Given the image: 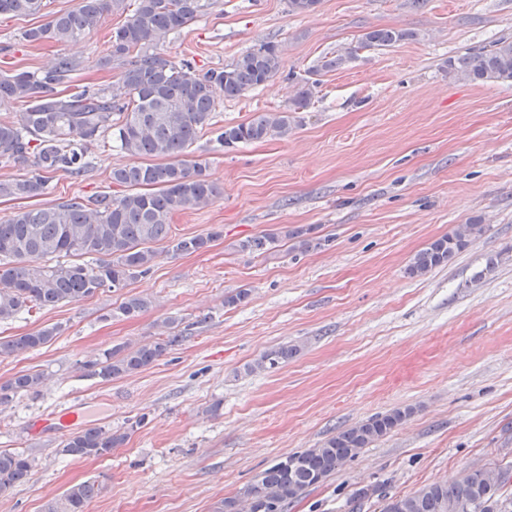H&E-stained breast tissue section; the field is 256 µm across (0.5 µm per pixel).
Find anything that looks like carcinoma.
Wrapping results in <instances>:
<instances>
[{"label": "carcinoma", "mask_w": 512, "mask_h": 512, "mask_svg": "<svg viewBox=\"0 0 512 512\" xmlns=\"http://www.w3.org/2000/svg\"><path fill=\"white\" fill-rule=\"evenodd\" d=\"M216 0H80L71 10L23 33L30 43H65L97 28L109 11L131 10L125 23L112 31V50L98 61L101 68L117 65V78L106 85H82L69 94L57 86L71 81L79 64L56 56L41 73L0 75V98L26 105L19 122L0 121V161L34 163L23 175L0 181V197H38L46 193L49 174L80 176L90 168L85 142L110 133L126 154L142 159L112 169V182L127 188L118 198L101 195L74 198L53 207L19 211L0 220V323L24 310L78 303L101 289H123L148 273L157 254L152 245L170 242L173 255L205 250L221 235L210 231L188 238L170 237L173 214L203 209L221 196L210 180L205 161L182 159L199 134L211 125L217 92L238 99L273 79L280 69L281 50L268 42L239 56L219 70L197 72L190 62H175L157 52L166 38L207 16ZM47 0H0V16H34ZM414 37L408 30L372 28L362 36L365 47H389ZM448 72L474 83L512 82V41L468 52L448 62ZM319 80L299 78L294 109L261 113L226 126L218 136L226 147L286 138L297 110L307 107ZM483 225L461 224L418 251L407 273L420 276L447 264ZM308 230L264 233L240 243V248L264 252L280 237L300 238ZM89 256L94 264L81 258ZM150 305L142 296L125 297L112 314L136 317ZM53 325L0 340V358L18 357L50 343L60 332ZM183 337L175 334L154 343L117 345L85 366L104 380L130 376L159 360ZM297 347L280 345L247 366L250 372L271 371L288 362ZM38 372L20 373L0 384V405L18 394H35ZM413 413L410 408L377 415L329 437L316 448L289 454L257 475L239 494L221 501L214 512H284L309 488L325 481L345 463ZM127 434L102 427L71 433L64 454L76 459L112 453ZM34 459L0 452V493L26 480ZM512 481V469L469 471L451 482H436L402 496L386 499L383 512H512V496L502 493ZM100 486L85 482L71 487L48 512H85Z\"/></svg>", "instance_id": "cac0c4a2"}]
</instances>
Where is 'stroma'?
<instances>
[{"mask_svg": "<svg viewBox=\"0 0 512 512\" xmlns=\"http://www.w3.org/2000/svg\"><path fill=\"white\" fill-rule=\"evenodd\" d=\"M105 13L73 43L32 44L36 17H0V73L41 71L56 55L79 64L78 85L108 82L99 68L112 31ZM373 27L413 39L366 48ZM512 40V0H320L289 12L287 0H218L159 52L197 71L220 69L266 42L281 49L278 75L239 99H218L211 126L189 149L209 163L222 197L172 219L171 234L221 236L173 255L156 243L149 273L127 289L35 309L0 323L5 340L60 325L48 345L0 359V383L42 373L36 396L0 405V451L34 459L26 481L0 496V512H47L73 485L103 489L88 512H214L282 457L397 408L401 425L288 512H381L385 498L461 474L512 465V84H473L448 74L450 59ZM350 52L321 76L287 138L222 146L225 126L291 106L293 77L323 57ZM91 166L52 174L45 195L0 198V219L80 197L122 195L113 168L130 156L111 137L89 146ZM481 235L448 265L409 276L413 256L457 225ZM308 229L309 247L280 241L268 252L240 241L280 228ZM504 261L487 262L497 254ZM246 289L235 307L225 295ZM149 308L112 314L125 295ZM183 340L154 365L104 380L84 364L119 344ZM282 344L297 353L273 372L247 364ZM73 408L85 426L126 433L104 458L62 453L65 433L36 420ZM373 493L351 502L353 490Z\"/></svg>", "mask_w": 512, "mask_h": 512, "instance_id": "obj_1", "label": "stroma"}]
</instances>
